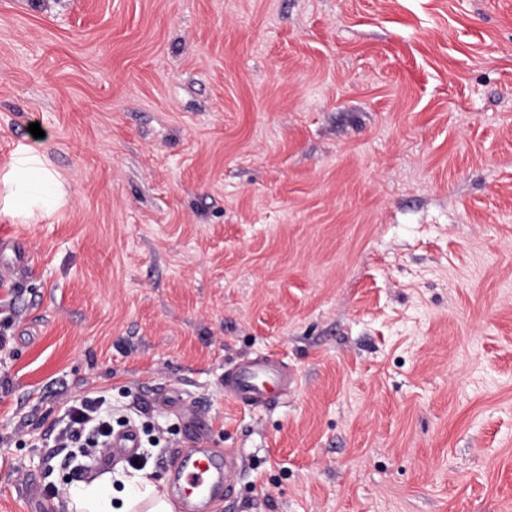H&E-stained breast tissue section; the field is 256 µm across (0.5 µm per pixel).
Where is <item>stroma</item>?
<instances>
[{"label": "stroma", "instance_id": "1", "mask_svg": "<svg viewBox=\"0 0 512 512\" xmlns=\"http://www.w3.org/2000/svg\"><path fill=\"white\" fill-rule=\"evenodd\" d=\"M21 146L66 197L0 213V512L126 469L51 458L76 395L159 490L230 454L207 512H512V0H0ZM295 377L277 367L271 360H260L239 366L224 379V389L242 405H266L272 401L273 390L288 389Z\"/></svg>", "mask_w": 512, "mask_h": 512}]
</instances>
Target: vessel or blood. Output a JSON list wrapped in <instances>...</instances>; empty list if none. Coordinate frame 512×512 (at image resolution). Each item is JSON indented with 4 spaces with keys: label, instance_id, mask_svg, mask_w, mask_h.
I'll return each instance as SVG.
<instances>
[{
    "label": "vessel or blood",
    "instance_id": "vessel-or-blood-1",
    "mask_svg": "<svg viewBox=\"0 0 512 512\" xmlns=\"http://www.w3.org/2000/svg\"><path fill=\"white\" fill-rule=\"evenodd\" d=\"M291 382L287 372L272 361L260 360L239 366L225 378L224 389L240 404L265 405L271 402L274 390L287 389ZM172 468L190 488L189 494L178 498L181 512H190L193 499L214 493L228 473L226 461L201 448L176 458Z\"/></svg>",
    "mask_w": 512,
    "mask_h": 512
}]
</instances>
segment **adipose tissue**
Listing matches in <instances>:
<instances>
[{"label": "adipose tissue", "mask_w": 512, "mask_h": 512, "mask_svg": "<svg viewBox=\"0 0 512 512\" xmlns=\"http://www.w3.org/2000/svg\"><path fill=\"white\" fill-rule=\"evenodd\" d=\"M65 191L59 175L47 157L32 148H21L7 174L0 176V204L14 215L50 209L63 203ZM114 483H100L71 492L66 499L67 512H133L136 504H149V512H175L172 502L142 473H117Z\"/></svg>", "instance_id": "adipose-tissue-1"}]
</instances>
